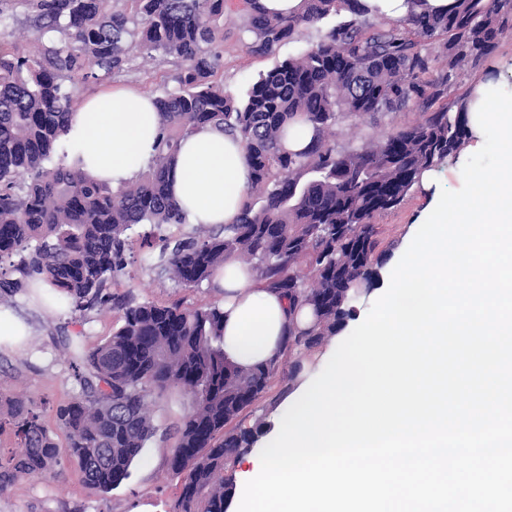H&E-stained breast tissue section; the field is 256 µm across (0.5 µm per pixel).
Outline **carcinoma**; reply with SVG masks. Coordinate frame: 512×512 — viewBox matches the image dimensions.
Returning <instances> with one entry per match:
<instances>
[{
    "label": "carcinoma",
    "mask_w": 512,
    "mask_h": 512,
    "mask_svg": "<svg viewBox=\"0 0 512 512\" xmlns=\"http://www.w3.org/2000/svg\"><path fill=\"white\" fill-rule=\"evenodd\" d=\"M25 10L22 32L37 43L23 54L0 8V304L34 278L63 292L73 311H121L120 326L86 346L67 336L63 349L80 393L57 409L70 458L82 481L108 492L156 434L151 402L179 388L194 405L176 430L169 470L177 480L170 512H225L234 466L263 427L227 429L266 394L281 357L251 369L224 358V312L118 299L135 227L184 224L167 193L166 173L180 141L204 126L240 137L253 178L240 217L197 226L173 248L151 256L178 285L211 282L224 262L252 267L265 286L315 320L298 329L288 353L301 356L356 318L354 300L378 277L376 218L396 207L420 176L459 154L469 137L465 101L442 106L419 125L358 148L340 150L336 131L405 107L440 99L465 66L490 55L512 31V0H455L436 14L425 0L397 21L369 17L359 0H304L295 15L269 16L239 0L250 52L266 55L311 28L321 38L259 78L241 98L216 79L227 0H12ZM441 69L430 77L426 50ZM137 52L173 57L179 91L155 97L161 133L146 167L117 188L69 167L61 144L76 106L74 79L100 81L123 71ZM310 124L300 152L283 147L287 127ZM21 450L0 463V494L19 478L62 475L59 447L23 396H0Z\"/></svg>",
    "instance_id": "1"
}]
</instances>
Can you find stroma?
Wrapping results in <instances>:
<instances>
[{"mask_svg": "<svg viewBox=\"0 0 512 512\" xmlns=\"http://www.w3.org/2000/svg\"><path fill=\"white\" fill-rule=\"evenodd\" d=\"M241 25L242 21L236 15H225L224 52L218 72L225 89L236 96L244 95L251 83L276 62L317 42L321 36L320 29L312 28L299 42L281 45L269 55H256L250 53L241 41ZM511 58L512 37L507 35L485 60L460 70L444 97L445 103H453L467 95L475 83L489 75L511 82L512 71L502 67L503 61ZM176 72L173 58L164 57L146 67L135 57L124 72L112 76L111 82L148 90L159 96L177 90ZM428 115V109L415 99L400 111L364 119L357 128L341 126L337 142L339 146L355 148L369 140L421 124ZM424 205V192L418 187L398 208L378 217L382 255L380 279L378 286L362 290L357 298L360 316H367L372 304L381 296L383 285L389 282L392 270L418 230L417 222ZM192 230L189 224L168 225L162 227L158 237L150 242L135 243L125 275L111 286L112 294L130 296L139 302L177 303L188 308L223 304V289L207 283L199 288L176 287L163 268L145 260L147 254L159 253L163 244H174ZM13 311L25 322L28 334L19 345L0 344V395L22 394L37 403L43 425L62 449L60 458L64 475L55 480H16L7 493L0 496V512H170L177 488L169 474V459L176 442V428L193 407L192 397L177 388L156 397L152 411L158 432L133 461L128 478L107 493L90 488L82 482L66 453V434L56 422L57 407L79 390L67 358L60 353L58 336L63 331L79 332L86 344H97L118 327L120 313L116 310L109 313L91 311L80 315L56 304L52 298H34L29 288L17 296ZM341 341V336L336 335L307 352L303 358L304 369L293 380L286 374L293 359L283 356V373L276 377L255 411L243 412L237 418V425L248 427L260 418L273 422L287 408L298 385L312 381L321 373L331 352Z\"/></svg>", "mask_w": 512, "mask_h": 512, "instance_id": "stroma-1", "label": "stroma"}]
</instances>
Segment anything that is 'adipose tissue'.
<instances>
[{
	"label": "adipose tissue",
	"instance_id": "1",
	"mask_svg": "<svg viewBox=\"0 0 512 512\" xmlns=\"http://www.w3.org/2000/svg\"><path fill=\"white\" fill-rule=\"evenodd\" d=\"M160 117L152 98L115 89L82 101L63 137L66 162L86 177L114 186L131 179L154 153ZM252 178L240 138L211 127L184 137L168 174V190L191 224H232ZM215 283L224 290V355L248 369L282 348L289 328H304L313 315L289 312L288 302L267 289L249 266L226 262Z\"/></svg>",
	"mask_w": 512,
	"mask_h": 512
}]
</instances>
